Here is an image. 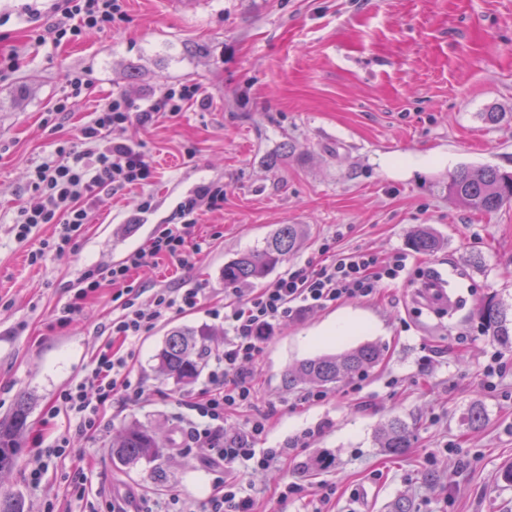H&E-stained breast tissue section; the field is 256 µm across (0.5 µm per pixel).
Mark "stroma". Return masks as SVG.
Listing matches in <instances>:
<instances>
[{
    "label": "stroma",
    "mask_w": 512,
    "mask_h": 512,
    "mask_svg": "<svg viewBox=\"0 0 512 512\" xmlns=\"http://www.w3.org/2000/svg\"><path fill=\"white\" fill-rule=\"evenodd\" d=\"M20 8V0H0V14L11 15L0 26V52L18 54L17 70L0 79V419L20 398L33 404L0 495L20 494L24 512H107L116 496H144L164 512L171 495L206 497L212 453L182 454L187 426L176 419L182 395L205 381L175 384L158 373L156 355L168 331L185 327L208 330L212 352H221L224 322L211 312L235 299L225 262L298 224L297 249L268 280L319 265L330 240L340 250L410 259L372 299L275 326L256 363L253 412L267 415L268 428L254 446L282 455L266 471L239 463L244 489L258 493L262 512H313L325 485L336 490L329 512H389L400 497L412 512H512V486L499 479L512 461V351L484 335L479 319L488 296L512 306V204L478 214L448 196V176L460 166L512 172V0H202L192 14L172 0H127L124 20L56 50L30 41ZM72 69L88 70L92 93L53 114ZM179 85L200 87L209 106L127 130L151 156L153 181L102 192L74 250L31 262L53 233L45 224L20 242L12 232L33 167L58 141L76 140L103 100L122 94L143 105ZM489 112L500 120L487 121ZM208 184L222 186L224 199L196 218L201 250L192 266L164 260L134 276L149 292L201 288L200 304L136 341L132 376L143 397L112 403L101 432L76 435L77 418L53 413L54 397L89 368L119 311L108 287L67 323L64 307L85 273L117 263L115 227H132L125 249L136 250L161 225L178 223L181 202ZM422 227L443 239L441 250L412 251L409 237ZM435 265L448 270L454 307L418 299L416 284ZM340 316L351 318L352 332L328 335ZM365 341L381 344L380 364L327 389L324 401L304 402L309 384L286 387L296 362ZM496 352L502 374L487 388L483 369ZM475 403L486 419L472 429L465 415ZM394 418L413 430L396 458L375 444ZM135 421L162 433V452L127 469L113 464L111 442ZM308 429V447L292 449ZM67 431L71 453L52 459L32 485L30 457ZM76 478L84 496L69 490ZM291 482L304 493L278 502Z\"/></svg>",
    "instance_id": "35a3bbf8"
}]
</instances>
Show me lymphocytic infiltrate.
<instances>
[{
	"mask_svg": "<svg viewBox=\"0 0 512 512\" xmlns=\"http://www.w3.org/2000/svg\"><path fill=\"white\" fill-rule=\"evenodd\" d=\"M48 12L52 20L36 30L34 40L57 47L79 40L88 31L111 27L125 15L124 0H52ZM195 103L205 106L209 100L199 87L187 85L166 89L144 107L123 95L107 100L82 128L79 143L59 144L52 159L32 170V200L18 209L13 227L16 239L26 241L38 227L51 224L54 237L41 241V249L71 250L102 189L144 186L153 179V164L140 145L127 138L128 126L148 124L161 112L179 114ZM223 196L221 187H202L181 205L179 223L165 225L145 247L130 252L121 263L90 271L82 278L79 300L67 307V314L78 312L79 301L109 284L119 315L112 321L111 340L100 345L91 368L57 398L60 409L78 417V433L96 432L107 404L134 401L143 394L141 381L131 377L136 352L121 350L118 341L141 338L167 317L194 309L199 302L196 288H161L143 296L130 283L132 272L153 267L162 258L191 266L195 252L188 241L196 227L194 216L201 202L213 204ZM407 260L403 252L383 260L364 250H338L330 263L296 269L264 288L241 295L225 312L228 334L223 351L209 360L207 385L198 396L179 402L183 409L179 419L188 425V445L211 449L216 478L203 502L183 507L181 512H260L257 497L243 492L235 467L243 461L265 469L277 459L276 450L259 454L254 449L267 418L252 417L243 430L232 434L226 431L224 420L256 401L254 365L264 339L276 324L303 312L374 296L383 283L400 277Z\"/></svg>",
	"mask_w": 512,
	"mask_h": 512,
	"instance_id": "lymphocytic-infiltrate-1",
	"label": "lymphocytic infiltrate"
}]
</instances>
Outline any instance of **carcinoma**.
<instances>
[{
	"label": "carcinoma",
	"mask_w": 512,
	"mask_h": 512,
	"mask_svg": "<svg viewBox=\"0 0 512 512\" xmlns=\"http://www.w3.org/2000/svg\"><path fill=\"white\" fill-rule=\"evenodd\" d=\"M448 196L470 209L491 213L512 202V175L490 166H462L448 175ZM302 236L301 225L284 224L261 249L244 253L224 264V283L235 285L265 276L288 254ZM413 250L432 254L442 241L427 228L417 230L410 239ZM481 326L503 348L512 349V318L507 308L491 296L480 311ZM210 335L204 331L174 329L164 339L157 354L160 372L178 383L189 384L204 368L210 353ZM380 347L371 342L360 344L340 354H323L299 362L286 374L285 383L299 381L335 386L363 375L380 358ZM30 407L22 399L7 421H0V472L14 466L18 438L27 427ZM412 430L400 419L387 423L377 437L385 454L396 457L411 447ZM159 452L157 436L144 425L125 428L112 439V458L125 466L148 462Z\"/></svg>",
	"instance_id": "1"
}]
</instances>
